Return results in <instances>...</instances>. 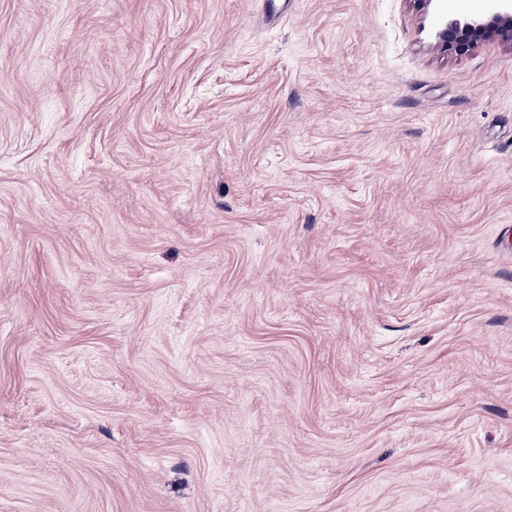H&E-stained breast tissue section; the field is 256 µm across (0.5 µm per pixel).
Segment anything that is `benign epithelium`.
I'll return each mask as SVG.
<instances>
[{"label":"benign epithelium","mask_w":512,"mask_h":512,"mask_svg":"<svg viewBox=\"0 0 512 512\" xmlns=\"http://www.w3.org/2000/svg\"><path fill=\"white\" fill-rule=\"evenodd\" d=\"M423 17L435 10L439 20L437 40L446 52L465 54L485 43L512 44V0H497L495 11H474L466 17L457 16L449 7L450 0H411Z\"/></svg>","instance_id":"benign-epithelium-1"}]
</instances>
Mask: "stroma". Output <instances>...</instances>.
<instances>
[{"instance_id":"stroma-1","label":"stroma","mask_w":512,"mask_h":512,"mask_svg":"<svg viewBox=\"0 0 512 512\" xmlns=\"http://www.w3.org/2000/svg\"><path fill=\"white\" fill-rule=\"evenodd\" d=\"M411 0H0V512H512V46Z\"/></svg>"}]
</instances>
